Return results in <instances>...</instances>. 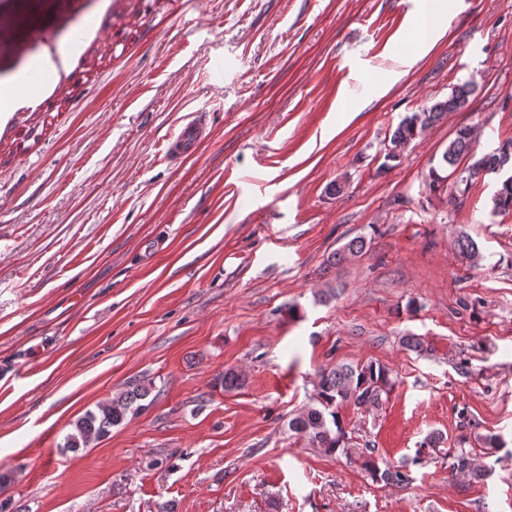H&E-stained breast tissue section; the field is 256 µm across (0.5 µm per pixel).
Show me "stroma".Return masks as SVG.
Listing matches in <instances>:
<instances>
[{"instance_id":"stroma-1","label":"stroma","mask_w":512,"mask_h":512,"mask_svg":"<svg viewBox=\"0 0 512 512\" xmlns=\"http://www.w3.org/2000/svg\"><path fill=\"white\" fill-rule=\"evenodd\" d=\"M426 5L0 0V80L34 60L29 30H95L0 125L5 512H512V212L493 210L497 174L459 206L429 187L459 128L480 155L512 138V0H448L435 35ZM468 79L469 105L382 168L404 116ZM196 112L200 144L170 161ZM356 237L364 253L329 264ZM369 361L398 383L341 409L351 456L289 432L320 367ZM229 369L241 387L217 386ZM144 381L149 409L62 450ZM430 436L408 486L361 466ZM458 448L482 480L451 473Z\"/></svg>"}]
</instances>
